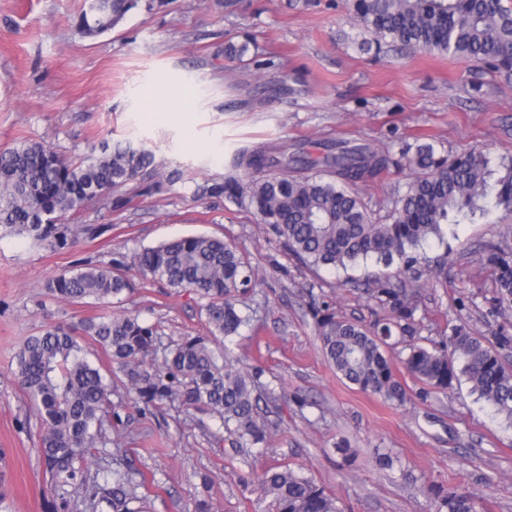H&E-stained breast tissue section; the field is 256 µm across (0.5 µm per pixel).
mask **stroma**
I'll list each match as a JSON object with an SVG mask.
<instances>
[{"label": "stroma", "instance_id": "35a3bbf8", "mask_svg": "<svg viewBox=\"0 0 512 512\" xmlns=\"http://www.w3.org/2000/svg\"><path fill=\"white\" fill-rule=\"evenodd\" d=\"M83 5L0 0V151L33 141L77 157L104 140L129 142L152 151L162 174L122 187L118 206L92 202L75 214V223L109 227L78 249L51 252L0 232V512H53L55 499L31 430L36 412L15 377L20 348L49 323L100 312L91 302L53 300L47 282L76 260L106 263L188 235L222 237L249 258L259 312L226 345L309 405L261 402L271 439L262 449L234 448L214 441L212 415L176 402L143 415L113 383L111 399L131 423L96 449L94 462L140 485L135 512H197L202 499L212 512H262L240 478L275 466L314 478L344 512H434L431 483L465 487L480 512H512V422L467 380L419 399L405 345L392 338L387 354L414 395L399 406L342 380L324 358L311 303L366 325L385 316L367 295L364 268L311 270L249 207L195 196L230 172L238 150L364 139L393 160L355 187L384 222L412 177L398 164L403 145L428 142L448 155L481 149L495 165L512 158V77L461 57L363 49L348 0H238L231 9L217 0H162L94 38L77 32ZM246 39L243 59L225 57L226 44ZM501 239L512 243V214L497 211L423 244L425 345L446 343L463 321L483 332L512 324V309L492 317L482 299L492 282L479 254ZM125 274L131 288L113 300V314L139 313L165 345L205 334L194 293L146 279L132 264ZM380 453L393 457L392 469L377 467Z\"/></svg>", "mask_w": 512, "mask_h": 512}]
</instances>
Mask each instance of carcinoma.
I'll list each match as a JSON object with an SVG mask.
<instances>
[{"label": "carcinoma", "instance_id": "1", "mask_svg": "<svg viewBox=\"0 0 512 512\" xmlns=\"http://www.w3.org/2000/svg\"><path fill=\"white\" fill-rule=\"evenodd\" d=\"M155 0H112L106 11L86 8L76 25L84 37L112 30L131 10H151ZM361 28L377 49L400 46L440 56L466 57L492 73L512 76V8L503 0H350ZM415 177L406 185L389 222L378 224L351 186L385 171L391 158L368 143L336 141L314 151L287 144L242 150L233 171L199 187L196 195L248 203L288 251L313 269L347 268L373 261L396 273L368 274L367 294L386 319L367 327L342 318L327 305L311 316L328 361L342 379L393 403L407 400L386 354L393 334L409 339L407 372L423 385L421 395L449 392L464 376L494 411L512 421V366L501 352L512 348L503 324L486 334L462 323L445 347L420 344L416 318L421 278L416 248L456 221L502 208L512 213V162L491 169L480 151L448 156L433 145L402 150ZM155 155L120 142H101L80 157H68L37 142L0 152V230L30 238L51 251L76 248L107 230L103 224H69L84 203L112 206V193L139 178L159 174ZM479 261L492 277L489 313L512 307V247L484 245ZM142 274L176 291H191L203 304L207 332L160 349L155 326L137 315H102L75 324L50 325L28 337L18 355L16 379L37 409L38 444L56 486L73 484L93 512H133L138 486L126 475L90 474L76 463L110 441L107 428L125 424L109 399L107 376L124 379L132 401L146 413L170 402L217 416L235 448H262L270 428L258 413L263 369L244 368L219 343L236 336L250 317L241 306L254 272L237 247L222 237L192 235L147 247L134 255ZM125 257L107 264H77L48 282V292L82 304L109 305L130 288ZM109 355L104 374L89 359L90 346ZM268 502L270 512H342L338 500L315 480L288 467H270L242 477ZM436 512H478L469 491L430 487Z\"/></svg>", "mask_w": 512, "mask_h": 512}]
</instances>
